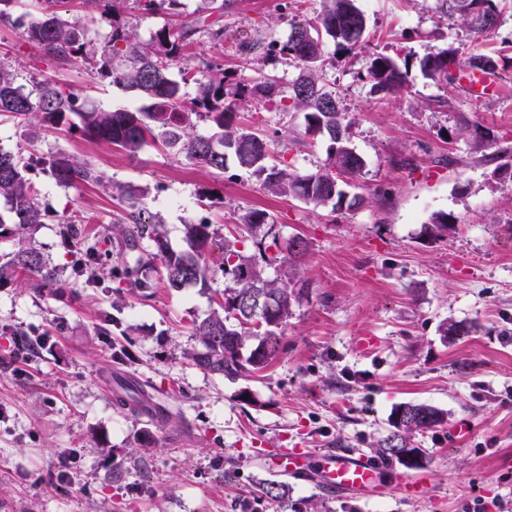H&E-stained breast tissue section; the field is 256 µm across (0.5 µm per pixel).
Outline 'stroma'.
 <instances>
[{
  "label": "stroma",
  "instance_id": "obj_1",
  "mask_svg": "<svg viewBox=\"0 0 512 512\" xmlns=\"http://www.w3.org/2000/svg\"><path fill=\"white\" fill-rule=\"evenodd\" d=\"M367 18L365 39L396 59L419 60L447 46L500 58L505 94L480 101L464 87L446 88L423 75L396 96L373 93L367 53L335 55L328 83L352 123V145L365 161L351 179L359 208L331 212L272 196L235 166L219 172L174 155L149 140L137 159L67 125L44 127L29 139L26 124L0 117V148L30 163L29 177L48 214L33 245L60 291L36 289L14 272L0 283V512H512V176L496 174L497 151L512 148V0H499L498 26L471 44L460 22L435 0H358ZM88 28L93 58L58 68L21 32L34 9L17 6L0 24V65L31 85L50 79L111 109H139L137 98L99 74L111 26L146 42L179 17L138 10L125 0L111 25L101 24L90 0H72ZM289 25L273 0H226L224 42L206 30L174 62V70L221 66L246 83L258 71L291 83L294 62L279 56L264 68L247 63L240 41L286 39ZM234 123L264 135L299 138L274 160L310 173L323 166L328 140L304 132V115L283 103L237 102ZM494 141L477 150L455 135L461 118ZM66 155L88 162L102 183L57 185L39 157ZM144 195L149 214L164 219L173 247L182 226L205 221L215 232L203 285L179 292L148 271L150 287L130 289L128 266L148 260L151 241L135 236L112 184ZM266 210L275 233L300 235L309 250L303 272L308 298L294 306L283 348L265 369L229 380L186 358L200 349L194 320L224 295L221 247L241 214ZM456 222L431 236L432 214ZM83 232L69 247L63 222ZM93 254V277L75 270ZM456 323L463 335L442 336ZM39 349L19 356L17 336ZM373 337V349L360 345ZM138 385L168 418L157 421L120 405V382ZM425 402L444 410L446 424L415 434L425 449L431 491L403 501L391 485L407 468L390 463L377 496L330 493L313 477L278 475L266 451L309 448L373 457L389 430L395 405ZM469 431L456 443L460 423ZM264 482L285 485L286 497H258Z\"/></svg>",
  "mask_w": 512,
  "mask_h": 512
}]
</instances>
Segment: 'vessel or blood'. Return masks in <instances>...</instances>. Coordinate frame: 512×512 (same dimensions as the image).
<instances>
[{
    "label": "vessel or blood",
    "instance_id": "obj_1",
    "mask_svg": "<svg viewBox=\"0 0 512 512\" xmlns=\"http://www.w3.org/2000/svg\"><path fill=\"white\" fill-rule=\"evenodd\" d=\"M466 89L473 99L501 94L504 86L492 75H482L467 81ZM271 468L289 476L315 475L329 492H342L365 496L373 485L380 482L383 471L379 464L361 455L329 452L313 458L309 449L289 448L275 451L269 457ZM398 494L407 500L424 496L430 485L425 475L419 474L396 486Z\"/></svg>",
    "mask_w": 512,
    "mask_h": 512
}]
</instances>
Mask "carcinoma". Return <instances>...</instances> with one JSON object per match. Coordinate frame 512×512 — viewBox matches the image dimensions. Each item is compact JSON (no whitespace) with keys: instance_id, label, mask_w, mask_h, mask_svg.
<instances>
[{"instance_id":"obj_1","label":"carcinoma","mask_w":512,"mask_h":512,"mask_svg":"<svg viewBox=\"0 0 512 512\" xmlns=\"http://www.w3.org/2000/svg\"><path fill=\"white\" fill-rule=\"evenodd\" d=\"M67 0H37L35 14L24 26L23 35L60 67L76 64L85 54L87 30L81 20L65 7ZM140 10L152 13L162 7L185 15L177 27H164L150 43L133 41L125 30L114 26L109 42L112 54L103 58L100 74L112 79L135 96L149 101L146 109H106L69 88L44 79L25 89L17 83L14 71L0 67V114L23 123L35 120L58 126L71 113L79 118L76 129L83 136L120 148L128 157L138 156L147 136L161 139L175 155L224 171L228 162L258 179L272 195L296 199L314 209L329 208L333 212L351 209L363 198L350 196L342 189L343 178L359 175L363 158L351 145V125L338 104L336 90L327 83L325 44L334 43L336 53L353 56L365 45L355 36L365 31L366 17L357 0H322L321 9L311 18L298 12L289 21L287 40L245 41L239 52L260 62L280 54L292 57L299 73L292 84L283 87L280 80L262 74L249 89L257 102H275L284 97L304 114L305 133L321 131L329 140L326 163L317 171L301 174L269 162L274 140L233 123L232 104L226 102L228 75L221 68L207 72L179 71L180 80L169 74L172 62L190 44L196 26L209 27L211 39L224 41V25L216 18L204 17L224 10V0H196V8L183 13V0H137ZM441 12L459 19L472 40L477 41L494 29L498 22L497 0H437ZM125 43L120 49L117 43ZM459 48L448 46L419 61L421 74L433 82L452 86L456 72L479 70L495 72L498 60L474 54L455 65ZM413 64L395 59L377 50L369 53L367 79L378 94L395 95L409 87ZM193 84L196 95L185 99L181 87ZM205 118L216 128L209 136L194 132L197 120ZM43 171L61 186H75L101 181L97 171L75 158L53 156L40 160ZM29 166L13 153L0 149V233L8 230L17 238L18 248L8 266L0 265V282L11 278L12 270L21 268L43 283L53 282L54 275L44 266L41 254L27 246L26 239L45 223L46 214L37 202L38 189L27 177ZM269 214L250 209L241 217L240 237L224 241L222 268L231 286L224 288L223 303L205 317L193 322L195 335L203 350L192 351L187 358L201 369L228 379L242 377L265 368L281 351L283 328L292 315L294 304L309 293L310 284L300 270L298 260L308 250L303 237L286 243L290 259L282 262L279 273L271 277L266 269L271 259L264 248L268 234H260L268 226ZM454 223L445 212L431 216L427 229L433 235L448 231ZM163 221L152 216L137 225V235L152 241L155 256L163 268V284L180 291L207 281L206 256L214 241L211 225L204 222L183 224V246L170 245ZM252 242L261 258L246 253V242ZM250 349H245L246 342ZM447 413L428 403L403 402L393 409L389 433L376 443L377 457L385 462H401L398 448H410L416 460L405 464L409 469L424 465L425 450L415 448L411 437L430 431L446 421ZM256 494L273 501L284 499V486L260 484Z\"/></svg>"}]
</instances>
